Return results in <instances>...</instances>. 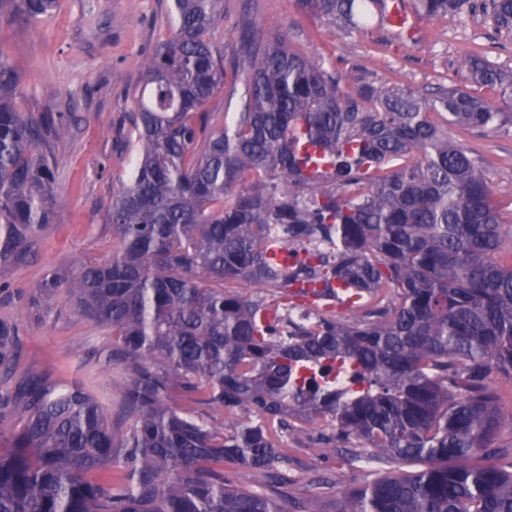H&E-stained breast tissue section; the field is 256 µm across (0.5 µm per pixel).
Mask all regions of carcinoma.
<instances>
[{"label":"carcinoma","mask_w":512,"mask_h":512,"mask_svg":"<svg viewBox=\"0 0 512 512\" xmlns=\"http://www.w3.org/2000/svg\"><path fill=\"white\" fill-rule=\"evenodd\" d=\"M363 31L383 0H295ZM420 19L485 11L512 32V0H411ZM59 0H0L38 18ZM221 0H173L145 63L112 198V252L36 287L112 333L119 407L83 382L19 369L0 320V385L16 422L0 450V512H288L285 437L330 423L327 448L398 465L343 491L340 512H512V445L496 443L512 384V247L486 166L448 140L512 109V74L482 52L458 68L492 88L363 85L248 19L217 44ZM0 50V279L53 223L46 128L17 103ZM237 112L215 125L218 95ZM327 169L319 174L309 164ZM313 257L293 264L273 249ZM266 477L226 481L224 464ZM424 468L407 471L408 464Z\"/></svg>","instance_id":"1"}]
</instances>
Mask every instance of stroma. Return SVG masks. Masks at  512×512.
Segmentation results:
<instances>
[{"instance_id": "1", "label": "stroma", "mask_w": 512, "mask_h": 512, "mask_svg": "<svg viewBox=\"0 0 512 512\" xmlns=\"http://www.w3.org/2000/svg\"><path fill=\"white\" fill-rule=\"evenodd\" d=\"M170 6L171 0H60L57 10L36 19L0 16V48L18 74L22 111L68 129L48 141L58 158L54 222L7 276L0 317L21 326L22 365H36L62 385L87 382L103 397L120 379L118 370L99 359L111 335L63 300H36L35 288L52 269L112 250L105 211L128 178L132 156L123 138L145 84L144 62L171 30ZM244 16L264 30L279 29L294 48L358 84H454L492 101L493 90L457 72L458 56L482 45L492 48L499 66L512 70V33L497 32L479 10L419 20L411 40L378 24L341 38L294 0H223L211 30L215 42L223 43L225 32ZM448 136L480 156L492 174L502 219L512 220V110L494 128L452 126ZM320 432L316 425L284 441L289 482L281 492L291 512H339L343 490L362 487L370 477L350 449L320 448Z\"/></svg>"}]
</instances>
